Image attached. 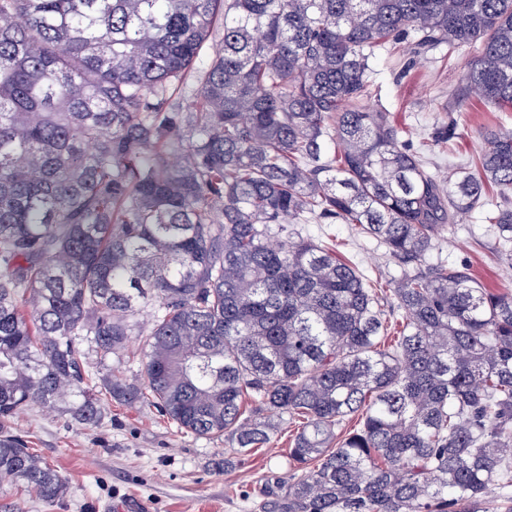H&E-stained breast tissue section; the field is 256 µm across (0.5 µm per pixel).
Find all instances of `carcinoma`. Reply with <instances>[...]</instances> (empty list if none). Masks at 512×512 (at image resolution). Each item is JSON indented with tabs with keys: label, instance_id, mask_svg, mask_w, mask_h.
I'll use <instances>...</instances> for the list:
<instances>
[{
	"label": "carcinoma",
	"instance_id": "carcinoma-1",
	"mask_svg": "<svg viewBox=\"0 0 512 512\" xmlns=\"http://www.w3.org/2000/svg\"><path fill=\"white\" fill-rule=\"evenodd\" d=\"M410 39L469 50L457 108L512 109V0H0V479L65 496L14 419L116 401L241 451L302 419L269 512H512V291L428 259L478 210L512 268V130L438 177L364 104ZM309 221L400 267L397 336ZM151 303L142 382L91 384L83 339L125 349Z\"/></svg>",
	"mask_w": 512,
	"mask_h": 512
}]
</instances>
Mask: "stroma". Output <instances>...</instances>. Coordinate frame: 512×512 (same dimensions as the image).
I'll use <instances>...</instances> for the list:
<instances>
[{"label":"stroma","mask_w":512,"mask_h":512,"mask_svg":"<svg viewBox=\"0 0 512 512\" xmlns=\"http://www.w3.org/2000/svg\"><path fill=\"white\" fill-rule=\"evenodd\" d=\"M468 59L466 52L451 54L444 48L418 55L408 43L381 49L371 64L367 104L386 109L411 149L422 150L447 125L449 115L441 107L460 85ZM457 119V138L430 156L442 174L449 163L478 156L481 131L512 128V112L474 96ZM298 230L303 237L335 244L338 255L367 274L375 288L386 289L398 273L383 247L350 225L309 223ZM495 242L490 225L473 217L455 232L442 233L431 256L464 267L485 288L512 290V269L498 264ZM144 344V337L133 335L119 354L90 349L86 356L99 374L138 381ZM14 428L57 470L68 492L49 505L0 483V512L11 504L18 512H264L269 487L292 472L288 448L298 424L284 423L269 444L238 458L228 440L188 433L153 410L116 402L92 427L75 424L61 411L33 406L16 418Z\"/></svg>","instance_id":"stroma-1"}]
</instances>
